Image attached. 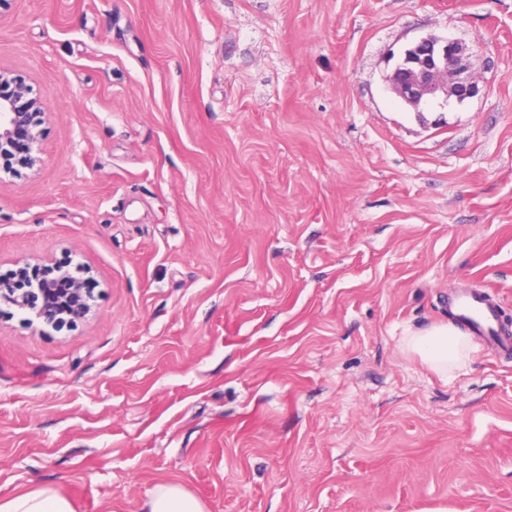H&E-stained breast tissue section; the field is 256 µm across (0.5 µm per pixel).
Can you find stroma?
Returning a JSON list of instances; mask_svg holds the SVG:
<instances>
[{
	"instance_id": "35a3bbf8",
	"label": "stroma",
	"mask_w": 512,
	"mask_h": 512,
	"mask_svg": "<svg viewBox=\"0 0 512 512\" xmlns=\"http://www.w3.org/2000/svg\"><path fill=\"white\" fill-rule=\"evenodd\" d=\"M430 35L478 91L417 112ZM0 69L45 110L0 276L93 270L75 325L0 309V500L512 512V352L403 346L459 288L512 318V0H0ZM470 59L469 48L461 41L429 36L400 51L385 79L397 97L415 108L439 101L448 104L451 98L462 102L478 91ZM145 512H206L201 500L175 482L158 483L146 502Z\"/></svg>"
}]
</instances>
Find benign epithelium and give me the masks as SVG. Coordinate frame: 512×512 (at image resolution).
Here are the masks:
<instances>
[{
    "instance_id": "1",
    "label": "benign epithelium",
    "mask_w": 512,
    "mask_h": 512,
    "mask_svg": "<svg viewBox=\"0 0 512 512\" xmlns=\"http://www.w3.org/2000/svg\"><path fill=\"white\" fill-rule=\"evenodd\" d=\"M471 55L467 45L457 39L429 36L422 38L398 54L394 68L386 76L393 92L406 104L422 105L455 99L462 102L478 91L470 75ZM42 115L37 99L29 95L23 82L0 70V171L10 176L21 175L23 169H33L40 132L35 117ZM42 273L35 279L36 294L54 305H60L78 315L91 310L82 288L75 280L67 294L58 296L59 280L40 266ZM25 293L16 292L0 281V302L10 303L22 310L30 308Z\"/></svg>"
}]
</instances>
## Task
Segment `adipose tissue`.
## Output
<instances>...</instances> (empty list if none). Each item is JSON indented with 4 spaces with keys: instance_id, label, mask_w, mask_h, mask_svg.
<instances>
[{
    "instance_id": "1",
    "label": "adipose tissue",
    "mask_w": 512,
    "mask_h": 512,
    "mask_svg": "<svg viewBox=\"0 0 512 512\" xmlns=\"http://www.w3.org/2000/svg\"><path fill=\"white\" fill-rule=\"evenodd\" d=\"M470 339L452 324H440L406 337L404 347L432 370L444 374L469 351ZM148 512H206L201 500L175 482L154 486L146 503ZM0 512H74L69 499L54 487L15 494L0 502Z\"/></svg>"
}]
</instances>
